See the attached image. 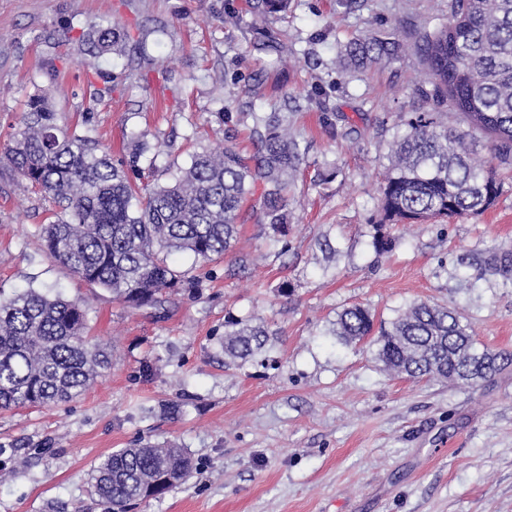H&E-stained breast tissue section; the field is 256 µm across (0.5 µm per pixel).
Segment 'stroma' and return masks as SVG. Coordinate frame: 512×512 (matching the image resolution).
Masks as SVG:
<instances>
[{
	"label": "stroma",
	"mask_w": 512,
	"mask_h": 512,
	"mask_svg": "<svg viewBox=\"0 0 512 512\" xmlns=\"http://www.w3.org/2000/svg\"><path fill=\"white\" fill-rule=\"evenodd\" d=\"M447 21L448 0H291L263 17L249 0H0V149L51 87L55 110L90 120L114 157L135 134L160 146L162 183L200 148L245 143L241 112L287 113L305 151L287 252L251 212L217 263L174 255L197 284L140 309L42 251L49 202L0 163V291L85 299L89 336L112 348L74 401L0 410V512H111L90 470L146 442L185 449L193 470L130 512H512V367L477 385L413 380L334 335L344 307L387 321L422 300L460 311L479 347L512 352V276L482 271L512 249V167L483 213L399 225L392 252L372 246L400 117L432 109L420 37ZM92 24L122 27L125 55L88 68ZM364 34L399 40L400 56L346 77L339 53ZM230 317L263 319L273 349L225 367Z\"/></svg>",
	"instance_id": "obj_1"
}]
</instances>
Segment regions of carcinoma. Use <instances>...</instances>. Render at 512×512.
I'll use <instances>...</instances> for the list:
<instances>
[{"label":"carcinoma","mask_w":512,"mask_h":512,"mask_svg":"<svg viewBox=\"0 0 512 512\" xmlns=\"http://www.w3.org/2000/svg\"><path fill=\"white\" fill-rule=\"evenodd\" d=\"M262 13L288 10V0H254ZM127 35L115 26L82 34L96 60L120 52ZM400 44L362 35L349 42L339 64L346 71L398 57ZM434 109L402 123L382 173L381 218L372 224L378 254L392 250L387 229L405 221L478 214L501 192L496 164H512V0H448V23L421 36ZM53 90L40 89L21 113L0 162L52 204L41 226L44 252L89 285L131 308L153 307L160 295L188 283L168 257L190 253L199 266L232 251L243 205L257 197L267 238L288 234V185L301 163L288 118L243 112L256 155L234 147L202 150L170 184H150L157 152L140 138L129 159L114 161L99 148L94 129L70 126L53 110ZM460 115L448 127L439 108ZM475 131L489 140L491 159L471 157ZM491 274H512V252L491 255ZM87 310L30 288L0 291V409L68 402L90 388L112 360L105 344L86 335ZM336 336L347 346L376 348L386 370L412 379L487 381L512 365V354L476 346L469 323L454 309L417 301L374 330L369 310L352 305L337 314ZM273 345L270 333L249 320L224 323V366H241ZM181 448L145 444L117 450L93 467V492L114 508L160 498L190 474Z\"/></svg>","instance_id":"obj_1"}]
</instances>
